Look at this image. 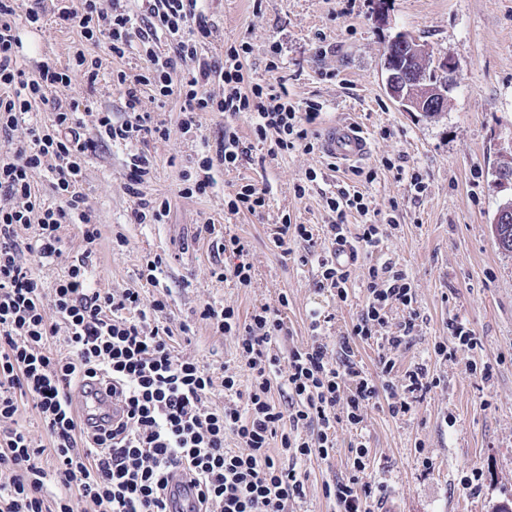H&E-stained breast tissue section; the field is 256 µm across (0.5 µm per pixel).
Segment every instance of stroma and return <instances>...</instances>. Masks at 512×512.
I'll use <instances>...</instances> for the list:
<instances>
[{"label":"stroma","instance_id":"stroma-1","mask_svg":"<svg viewBox=\"0 0 512 512\" xmlns=\"http://www.w3.org/2000/svg\"><path fill=\"white\" fill-rule=\"evenodd\" d=\"M205 7L216 29L205 48L209 58L222 60L225 44L247 41L252 47L248 77L263 82L269 78V47L279 44L289 98L323 105L316 131L345 115L360 123L369 140L360 165L377 176L356 188L372 208L392 215L393 224L383 227L381 249L407 272L418 312L397 369L423 363L440 380L406 416L392 417L380 397L367 408L361 430L339 426L336 450L328 459L300 462L306 494L290 502L288 512H336L323 486L350 476V445L359 439L369 451L362 483L383 485L399 512H493L498 502L512 499V252L498 247L491 224L498 206L512 198V188L500 185L496 176L505 150L512 148V0H352L348 7L341 0H205ZM400 32L426 43L434 58L455 63L448 108L437 117L401 111L386 92L384 55ZM21 38L20 60L29 71L44 61L66 64L83 47L76 27L52 15L42 30L22 29ZM93 54L100 63L95 91L85 92L77 79L70 89L91 100L92 113L85 118L89 134L94 112L108 111L116 119L123 115L113 71L136 74L144 65L135 55L115 59L103 47ZM142 106L168 128L169 137L105 145L83 168V189L101 231L96 287L136 288L167 298L173 326L186 322L191 327L181 350L215 371L234 364L237 346L234 337L217 333L201 319L206 303L233 306L246 317L261 305H276L284 294L290 335L278 350L306 344L313 309L331 315L323 334L328 345H335L366 304L363 280L373 256L359 255L349 296L340 301L317 290V264L300 261L309 252L331 250V242L298 241L286 253L275 247L273 231L286 214L295 224L332 223L319 186H311L301 199L294 187L312 170L334 185L350 176V168L330 170L329 157L318 150L264 158L242 118L235 130L251 149L249 160L217 171L209 195L184 199L176 194V179L200 141L182 136L179 100L160 104L147 97ZM137 152L155 167L145 193L171 203L164 223L129 221L132 199L125 186L129 156ZM415 174L423 193L410 185ZM247 182L266 189L265 209L256 216L228 214L225 198ZM208 220L214 221L217 236L236 235L247 244L250 286L212 277V268L222 261L214 238L193 237L195 225ZM59 236V255L33 268L47 287L83 250L76 225H63ZM156 254L164 263L155 288L139 280L137 271L146 256ZM454 318L468 323L477 348L452 346L447 357L434 356V343L447 337ZM475 365L490 366L489 378L472 373ZM476 469L482 477L474 490L465 477Z\"/></svg>","mask_w":512,"mask_h":512}]
</instances>
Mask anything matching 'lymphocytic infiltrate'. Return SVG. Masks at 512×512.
Returning <instances> with one entry per match:
<instances>
[{"mask_svg":"<svg viewBox=\"0 0 512 512\" xmlns=\"http://www.w3.org/2000/svg\"><path fill=\"white\" fill-rule=\"evenodd\" d=\"M124 0H83L80 18L56 6L60 22L77 21L85 44L107 45L113 57L132 55L146 62L141 73L117 71L112 77L124 101L123 120L111 113L96 117L97 134L83 131L80 98L70 95L74 77L86 89L99 81L98 61L77 52L60 67L41 64L36 72L22 68L21 45L14 21L17 0H0V137L14 141V156L0 160V512H167L165 491L173 468L188 470L198 487V512H286L290 501L304 497L298 462L327 459L336 448L339 424L356 428L366 407L380 393L388 395L391 416H403L415 396L437 386L426 365L405 372L401 384L392 374L397 355L415 327V295L407 273L393 259L368 268L367 302L346 336L328 346L321 331L326 321L310 313L311 338L287 357L271 347L288 337L278 305H262L241 318L230 305L205 304L202 319L217 332L235 337L236 368L214 381L210 368L177 350L167 299L137 290L112 291L93 285L95 245L100 237L96 216L82 189L85 158L101 141L115 144L164 138L168 129L142 108L144 95L182 102L181 129L197 134L201 112L225 119L247 116L256 141L268 144L269 156L294 150L311 153L319 139L310 127L321 113L319 103L300 107L274 82H246L248 42L224 48V59L209 61L205 47L213 30L203 0H144L141 14H131ZM191 69L173 80L178 64ZM49 112L47 124L32 122L36 110ZM248 150L232 133L221 137L214 154L190 160L178 175L184 198L208 195L217 184L216 166L233 170ZM54 160L46 202L32 174ZM125 186L133 200L135 224H159L170 210L166 199H149L140 190L153 164L141 153L131 155ZM336 221L315 229L283 216L273 242H313L315 234L331 240L336 250L317 258L316 288L347 300L351 266L360 252L372 253L382 243L379 224L354 186L335 185L325 192ZM363 217L357 237H350L347 214ZM79 223L83 252L53 287H44L32 266L58 253L61 225ZM34 224L31 238L19 239L17 228ZM407 310L399 335L384 334L392 307ZM375 344L377 370L369 372L355 359L357 343ZM251 377L241 388L239 373ZM97 381L124 405L122 419L108 430L90 431L77 404L79 386ZM224 403L209 405L215 385ZM287 396L277 403L275 394ZM31 404L48 437L35 441L17 427L21 404ZM238 449L224 445L226 435ZM279 439L271 452V439ZM52 451L53 463L42 456ZM368 449L356 441L349 479L325 485L337 512H373L371 486L361 484Z\"/></svg>","mask_w":512,"mask_h":512,"instance_id":"lymphocytic-infiltrate-1","label":"lymphocytic infiltrate"}]
</instances>
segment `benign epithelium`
<instances>
[{
  "label": "benign epithelium",
  "mask_w": 512,
  "mask_h": 512,
  "mask_svg": "<svg viewBox=\"0 0 512 512\" xmlns=\"http://www.w3.org/2000/svg\"><path fill=\"white\" fill-rule=\"evenodd\" d=\"M398 48L387 51L386 91L404 112H443L448 105V81L424 83L419 65L429 58L426 46L411 38H399Z\"/></svg>",
  "instance_id": "benign-epithelium-1"
}]
</instances>
